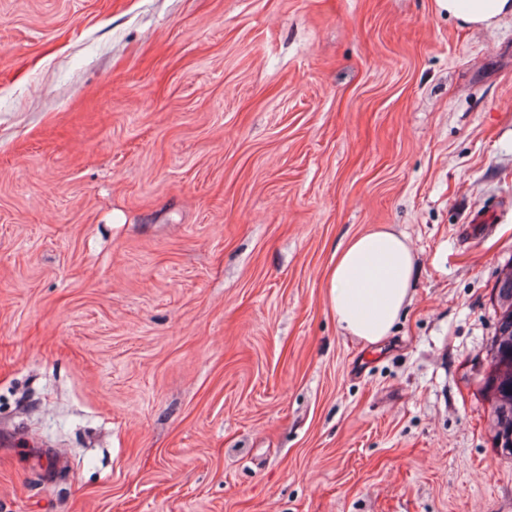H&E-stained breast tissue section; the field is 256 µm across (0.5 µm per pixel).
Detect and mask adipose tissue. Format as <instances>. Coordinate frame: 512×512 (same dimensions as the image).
I'll list each match as a JSON object with an SVG mask.
<instances>
[{
	"instance_id": "ef3b65f1",
	"label": "adipose tissue",
	"mask_w": 512,
	"mask_h": 512,
	"mask_svg": "<svg viewBox=\"0 0 512 512\" xmlns=\"http://www.w3.org/2000/svg\"><path fill=\"white\" fill-rule=\"evenodd\" d=\"M450 17L476 28L512 15V0H441ZM415 259L406 237L379 227L351 237L328 273L329 304L341 328L374 346L390 336L412 297Z\"/></svg>"
}]
</instances>
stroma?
I'll use <instances>...</instances> for the list:
<instances>
[{
    "instance_id": "obj_1",
    "label": "stroma",
    "mask_w": 512,
    "mask_h": 512,
    "mask_svg": "<svg viewBox=\"0 0 512 512\" xmlns=\"http://www.w3.org/2000/svg\"><path fill=\"white\" fill-rule=\"evenodd\" d=\"M415 255L382 347L325 272ZM512 17L0 0V512H512L478 369Z\"/></svg>"
}]
</instances>
